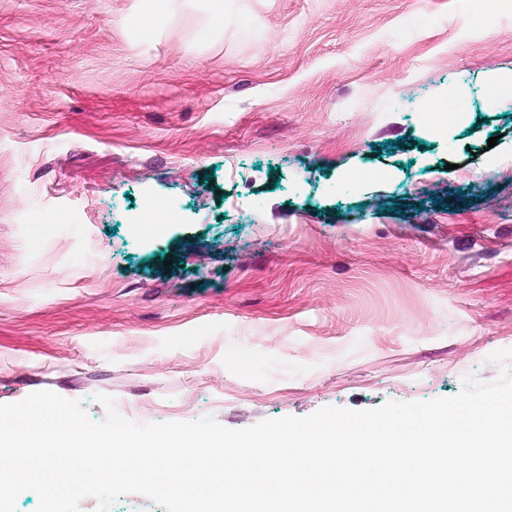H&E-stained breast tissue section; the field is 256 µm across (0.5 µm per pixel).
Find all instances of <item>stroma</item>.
<instances>
[{
	"instance_id": "1",
	"label": "stroma",
	"mask_w": 512,
	"mask_h": 512,
	"mask_svg": "<svg viewBox=\"0 0 512 512\" xmlns=\"http://www.w3.org/2000/svg\"><path fill=\"white\" fill-rule=\"evenodd\" d=\"M493 66L512 0H0V404L241 429L512 370Z\"/></svg>"
}]
</instances>
